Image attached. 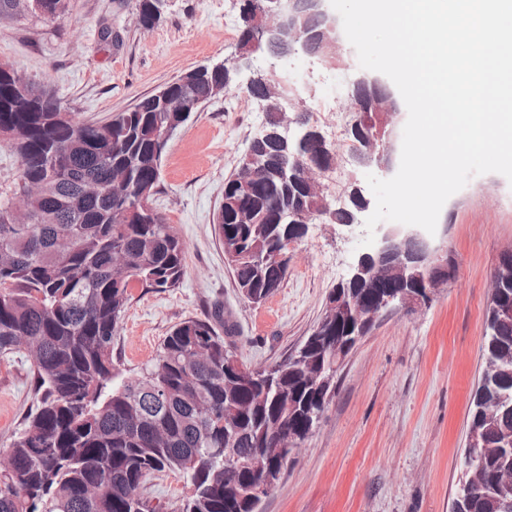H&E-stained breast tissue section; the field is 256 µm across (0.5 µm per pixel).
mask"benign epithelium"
Listing matches in <instances>:
<instances>
[{
    "mask_svg": "<svg viewBox=\"0 0 512 512\" xmlns=\"http://www.w3.org/2000/svg\"><path fill=\"white\" fill-rule=\"evenodd\" d=\"M326 0H263L254 10L249 32L239 39L237 56L212 66L224 74V87L236 82L240 72L251 65L253 55L271 53L277 58L299 53L331 59L336 52V17L325 8ZM263 83L266 94L259 101L273 100L277 104L275 126L266 127L255 141L275 139L293 144L296 154L292 165L282 170L284 179L297 180L316 195L319 214L333 215L335 209L325 193L323 180L336 165V150L318 132L306 125L304 101L286 93L277 81L260 74L254 75L247 87ZM157 96L162 102H174L182 117L189 118L197 103L187 91L179 93L168 87ZM345 111L350 113V131L356 142L352 156L360 164H374L391 171L399 155V124L401 108L389 83L378 77L360 75L353 83ZM251 168L239 182L236 210L247 208L246 196L251 192L260 171L258 158L249 152ZM455 277L454 264L448 258V246L437 243L417 226L389 227L382 233L377 246L358 259L348 281L368 282L374 289L375 303L371 308L351 303L345 310L359 324L355 341H360L370 329V320L383 310L403 309L424 302L440 285ZM282 472L277 469L260 471L250 488L251 496L263 500L269 488L277 485Z\"/></svg>",
    "mask_w": 512,
    "mask_h": 512,
    "instance_id": "1",
    "label": "benign epithelium"
}]
</instances>
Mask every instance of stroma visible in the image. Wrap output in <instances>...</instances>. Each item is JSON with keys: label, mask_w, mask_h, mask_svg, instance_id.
<instances>
[{"label": "stroma", "mask_w": 512, "mask_h": 512, "mask_svg": "<svg viewBox=\"0 0 512 512\" xmlns=\"http://www.w3.org/2000/svg\"><path fill=\"white\" fill-rule=\"evenodd\" d=\"M240 0H164L159 22L137 25L136 0H69L56 22L0 21V65L18 69L70 112L103 120L133 107L194 68L235 58ZM254 58L237 83L205 104L171 139L155 207L174 219L186 245L179 288L133 289L112 346L128 376L155 359L180 322L221 305L235 327L241 358L264 368L288 358L320 321L326 298L366 253L364 225L320 219L289 251L288 277L264 303L244 300L215 230L224 180L238 167L266 113L247 89L251 73H275L295 87L311 123L327 140L348 144L333 125L361 72L340 38L336 61L295 55L287 69ZM324 180L333 204L357 185L375 197L365 167L339 157ZM437 234L448 239L457 276L431 300L376 318L344 358L335 394L295 451L262 512H450L461 479L469 403L484 366L482 351L492 276L512 250V183L497 173L470 179L445 203ZM34 406L24 353L0 359V447Z\"/></svg>", "instance_id": "1"}]
</instances>
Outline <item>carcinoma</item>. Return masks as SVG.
Wrapping results in <instances>:
<instances>
[{
  "label": "carcinoma",
  "mask_w": 512,
  "mask_h": 512,
  "mask_svg": "<svg viewBox=\"0 0 512 512\" xmlns=\"http://www.w3.org/2000/svg\"><path fill=\"white\" fill-rule=\"evenodd\" d=\"M69 0H0V19L26 11L54 22ZM144 22L160 18L157 0H137ZM24 74L0 67V146L19 161L16 182L0 185V356L24 352L35 376L38 405L3 450L0 512H160L144 494L157 473L182 475L188 496L172 512H260L247 495L256 479L233 457L280 468L305 441L334 396L336 347L343 325L308 336L298 360L256 368L258 380L224 376V357L237 354L217 305L203 319L176 325L152 366L123 378L112 343L131 290L170 291L186 272V246L153 206L168 144L163 129L175 112L156 95L98 122L65 112ZM204 105L224 94L211 72L189 89ZM267 172L248 198L252 224H228L221 204L217 230L224 249L239 242L250 256L232 266L237 286L257 301L288 276L281 258L299 224H280L296 190L279 170L286 153L256 144ZM40 185L27 212L11 203ZM486 366L471 402L469 436L480 453L468 471L472 493L459 512H512L499 489L512 477V322L483 338Z\"/></svg>",
  "instance_id": "cac0c4a2"
}]
</instances>
